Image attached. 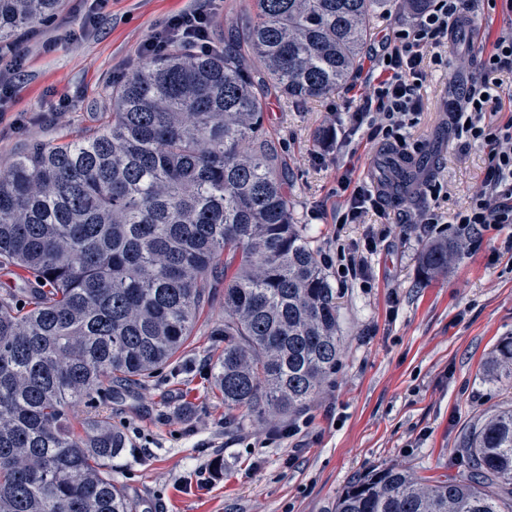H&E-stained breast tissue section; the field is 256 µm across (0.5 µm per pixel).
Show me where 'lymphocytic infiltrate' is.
Returning <instances> with one entry per match:
<instances>
[{
	"label": "lymphocytic infiltrate",
	"mask_w": 512,
	"mask_h": 512,
	"mask_svg": "<svg viewBox=\"0 0 512 512\" xmlns=\"http://www.w3.org/2000/svg\"><path fill=\"white\" fill-rule=\"evenodd\" d=\"M209 17L205 7L170 17L147 40L144 53L157 55L177 42L211 50ZM474 21L468 0H429L412 23L386 33L372 55L375 73L368 78L369 91L351 116L353 129L368 127L387 146L404 144L405 130L417 124L421 113L419 90L427 65L445 67L442 47ZM505 71L512 72V31L499 36L482 56L477 74L460 84L451 108L457 135L488 150L484 184L453 213L424 211L421 223L491 228L506 232L512 244V119H497L503 109L499 76ZM336 193L343 199L338 223L354 224L368 214L390 217L383 191L368 189L350 174L338 177Z\"/></svg>",
	"instance_id": "f902f5d3"
}]
</instances>
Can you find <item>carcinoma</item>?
I'll use <instances>...</instances> for the list:
<instances>
[{"label": "carcinoma", "instance_id": "1", "mask_svg": "<svg viewBox=\"0 0 512 512\" xmlns=\"http://www.w3.org/2000/svg\"><path fill=\"white\" fill-rule=\"evenodd\" d=\"M61 3L0 0V43ZM252 3L246 42L172 45L112 87L99 125L0 169V270L28 274L0 288V512H130L109 471L127 440L101 405L172 363L212 286L224 285L213 384L228 422L297 413L336 373V288L293 220L263 98L335 94L385 0ZM385 176L403 187L414 170L391 160ZM459 253L426 243L419 274L447 272ZM489 369L512 382V336ZM461 452L465 476L375 469L336 512H512V404Z\"/></svg>", "mask_w": 512, "mask_h": 512}]
</instances>
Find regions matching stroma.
Segmentation results:
<instances>
[{
  "label": "stroma",
  "mask_w": 512,
  "mask_h": 512,
  "mask_svg": "<svg viewBox=\"0 0 512 512\" xmlns=\"http://www.w3.org/2000/svg\"><path fill=\"white\" fill-rule=\"evenodd\" d=\"M199 0H62L51 20L15 47L24 65L16 90L0 105V167L34 142L58 143L98 125L107 89L142 59L141 47L167 18ZM212 41L243 34L248 0H214ZM474 29L449 46L448 67L421 89L422 112L406 131L422 165L406 200L391 203L400 223L340 224L336 180L380 184L389 152L367 129L351 132L335 99H356L360 78L336 97L295 103L269 94L265 129L286 164L288 202L321 255L337 245L385 233L368 257L369 282L336 286L343 352L329 384L292 417L224 425L227 412L210 386L216 358L212 330L224 316V290L210 293L191 341L149 381L107 405L128 451L112 477L130 512H335L351 482L383 467L425 476L461 475L454 458L472 426L512 401V385L488 370L493 349L512 336V251L504 234L420 224L427 206L448 211L485 179L487 151L454 138L445 111L456 79L474 74L481 55L512 13L471 0ZM323 162H316L315 153ZM451 238L461 256L447 274H418L425 243Z\"/></svg>",
  "instance_id": "obj_1"
}]
</instances>
